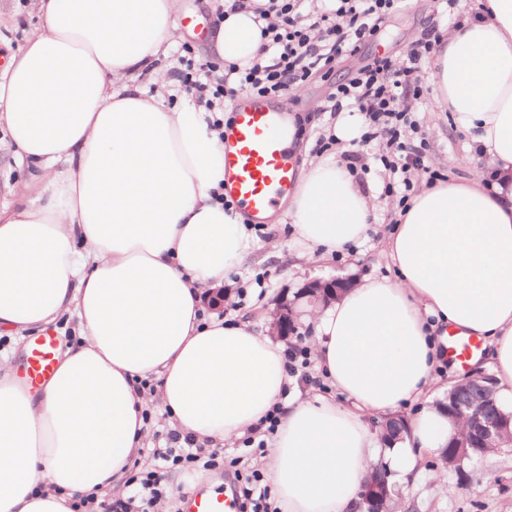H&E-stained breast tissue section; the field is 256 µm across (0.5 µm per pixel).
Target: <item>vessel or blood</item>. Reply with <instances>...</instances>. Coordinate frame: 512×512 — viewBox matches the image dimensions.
I'll list each match as a JSON object with an SVG mask.
<instances>
[{"label": "vessel or blood", "mask_w": 512, "mask_h": 512, "mask_svg": "<svg viewBox=\"0 0 512 512\" xmlns=\"http://www.w3.org/2000/svg\"><path fill=\"white\" fill-rule=\"evenodd\" d=\"M224 127V194L256 224L266 221L297 179L298 161L291 146L287 114L269 100L247 95L231 104ZM57 340L47 334L29 346L27 373L38 383L52 375ZM183 512H238L235 496L197 491L185 496Z\"/></svg>", "instance_id": "obj_1"}]
</instances>
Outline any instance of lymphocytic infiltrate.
<instances>
[{"label":"lymphocytic infiltrate","mask_w":512,"mask_h":512,"mask_svg":"<svg viewBox=\"0 0 512 512\" xmlns=\"http://www.w3.org/2000/svg\"><path fill=\"white\" fill-rule=\"evenodd\" d=\"M304 3L263 0L254 6L262 38L257 55L222 68L210 61L189 64L180 75L181 88L209 110L223 108L241 93L269 98L286 95L335 57L354 52L360 41L373 34L376 22L402 8L405 0H330L328 8L309 12ZM444 34L439 25L426 26L403 58H375L347 81L336 83L328 96L332 111L360 112L364 131L359 144H377L373 163L383 167L388 176L384 190L402 208L415 190L412 171L426 173L430 186L441 179L429 163L428 141L414 105L430 93L422 71ZM152 457L153 470L132 475L127 484L133 487V495L113 498L111 512H158L167 497L163 485L167 472L199 465L208 469L222 461L216 450L176 431L167 434L164 447L153 449Z\"/></svg>","instance_id":"1"}]
</instances>
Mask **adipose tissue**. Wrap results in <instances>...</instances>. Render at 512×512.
<instances>
[{"label": "adipose tissue", "mask_w": 512, "mask_h": 512, "mask_svg": "<svg viewBox=\"0 0 512 512\" xmlns=\"http://www.w3.org/2000/svg\"><path fill=\"white\" fill-rule=\"evenodd\" d=\"M35 7L42 32L0 73V122L15 163L33 167L0 204V337L72 312L79 340L34 390L0 357V512H71L72 497L123 493L152 405L214 444L257 433L279 407L265 468L281 512H359L377 460L407 477L457 431L435 402L389 446L368 422L443 392V325L483 338L471 363L492 366L512 414V0H485L479 19L449 29L428 74L436 110L471 134L494 180L421 187L385 244L394 277L354 282L311 316V354L340 404L287 395L285 348L250 319L202 316L251 245L242 214L217 199L224 144L211 113L163 96L179 0ZM211 40L229 64L255 57L260 34L243 11ZM371 208L337 160L313 161L292 199L299 258L360 242Z\"/></svg>", "instance_id": "adipose-tissue-1"}]
</instances>
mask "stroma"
Listing matches in <instances>:
<instances>
[{
    "mask_svg": "<svg viewBox=\"0 0 512 512\" xmlns=\"http://www.w3.org/2000/svg\"><path fill=\"white\" fill-rule=\"evenodd\" d=\"M181 9L175 22L183 33L181 46L188 49L193 60H214L215 54L208 35L214 32V19L224 0H180ZM445 24L438 0H410L408 6L383 21L375 35L365 41L356 57L333 61L328 77L313 76L296 92L284 98L282 104L298 121L295 150L300 172H307L316 155L318 139L329 137L339 119L332 112L328 94L336 82L347 79L359 61L381 53H403L420 34L428 19ZM41 21L31 9V0H0V58L18 49L41 31ZM423 131L432 151L430 163L457 181L465 182L487 175L489 169L469 135L457 128L447 112L436 111L433 102H426L420 115ZM359 187L373 204L367 236L349 252L325 260L320 256L297 258L294 248V224L287 208H280L261 234L252 235L250 260L225 278L222 287L227 294L224 316L239 315L251 319L255 329L267 333L268 315L281 292L295 294L313 279L349 277H383L393 273L389 258L383 252V242L394 228L396 202L383 189L377 172L364 175ZM265 276L267 286L257 289L253 281ZM225 465L197 469L192 474L171 473L167 478L170 512H177L181 498L227 476L247 478L261 469V451L244 447L242 442L220 449ZM435 454H423L414 476L407 483L404 496L408 512H512V452L490 454L469 465L466 485L456 483L453 472L436 479Z\"/></svg>",
    "mask_w": 512,
    "mask_h": 512,
    "instance_id": "1",
    "label": "stroma"
}]
</instances>
